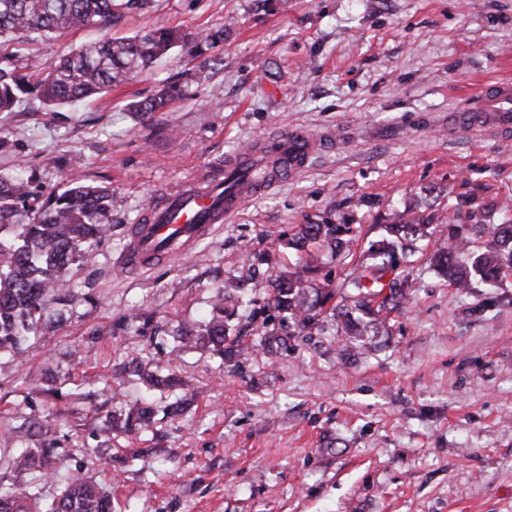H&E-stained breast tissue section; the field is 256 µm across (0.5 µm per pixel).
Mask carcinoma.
Masks as SVG:
<instances>
[{"mask_svg":"<svg viewBox=\"0 0 512 512\" xmlns=\"http://www.w3.org/2000/svg\"><path fill=\"white\" fill-rule=\"evenodd\" d=\"M156 0H0V44H24L85 28H105L123 21L130 13L144 12ZM224 43V28L208 34L194 35L180 29L160 28L143 35L120 39H101L82 44L61 57L51 68L24 53L16 52L18 63L0 65V113L15 111L16 105L35 98L49 107L71 105L97 96L123 84L129 76L144 71L174 47L186 56L198 59L206 51ZM182 95V88L166 83L150 97L127 104L128 111L141 114L160 112ZM30 182L18 172L0 174V356L21 357L39 342L43 329L59 315L55 304L79 300L69 291L72 270L81 266L89 249L106 240L111 229L109 213L112 189L108 186L77 183L50 193L31 215L25 207ZM428 224H388L386 237L370 251L371 259L400 266V259L410 250L407 236L419 239L429 234ZM346 224H304L288 238V248L298 252L297 270L279 279L274 288L272 308L250 307L242 295L217 290L210 319L198 333H181L173 337L183 350L206 348L229 362L244 358L239 339L231 338V319L237 311L246 318L263 317L273 324L261 341L263 350L275 353L274 347L285 345L295 331L312 330L324 324L327 304L337 290L312 287V266L303 253L307 246H325L336 254L348 248L344 234ZM448 246L431 257L434 269L456 288H468L474 278L494 286L512 272V223H467L461 216L448 220L445 228ZM475 237L485 238L481 250H472ZM381 278L365 269L341 287L348 289L344 300L349 306L340 309V327L352 337L363 336L375 326L371 316L374 298L381 299L379 309L398 306L407 301L411 283L403 278L381 286ZM389 294H384V290ZM229 302L232 311H224ZM359 312L368 320L356 318ZM136 376L153 388L175 391L181 382L170 368L156 362L131 359L112 370V377ZM187 403L183 395L157 409L150 404L134 403L105 416L103 440L97 448L104 465H112V431L137 436L146 430L157 412L174 419ZM51 425L47 421H28L12 428L24 448L9 457L0 473V512H112V491L83 477L63 472L54 450L61 447L57 438L48 439ZM53 480L60 493L48 505H41L40 484Z\"/></svg>","mask_w":512,"mask_h":512,"instance_id":"obj_1","label":"carcinoma"}]
</instances>
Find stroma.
Instances as JSON below:
<instances>
[{"label": "stroma", "instance_id": "obj_1", "mask_svg": "<svg viewBox=\"0 0 512 512\" xmlns=\"http://www.w3.org/2000/svg\"><path fill=\"white\" fill-rule=\"evenodd\" d=\"M224 28L201 78L173 48L107 94L49 112L21 103L0 122V171L25 161L37 195L78 179L112 189V232L73 275L90 302L67 307L25 361L0 357L3 430L50 412L65 471L112 490V512H512V274L462 291L430 269L435 235L400 267L413 283L365 340L332 324L299 331L272 357L227 363L174 351L162 332H197L218 287L271 300L255 254L278 250L303 224H346L349 253L319 252V284L368 265L384 227L456 212L484 224L512 206V135L448 130V113L480 86L512 80V0H157L109 32L79 30L28 46L47 66L82 43L158 28ZM185 93L140 117L126 105L164 81ZM295 127L341 133L304 171L250 197L178 257L136 274L120 260L148 203L223 167L253 139ZM152 315L136 328L134 307ZM80 346L82 361L64 360ZM170 364L198 396L179 420L155 417L132 442L112 436L118 463L94 461L107 394L156 406L168 394L112 384L113 364ZM56 373L61 398L32 384Z\"/></svg>", "mask_w": 512, "mask_h": 512}]
</instances>
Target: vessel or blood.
Returning a JSON list of instances; mask_svg holds the SVG:
<instances>
[{
	"instance_id": "obj_1",
	"label": "vessel or blood",
	"mask_w": 512,
	"mask_h": 512,
	"mask_svg": "<svg viewBox=\"0 0 512 512\" xmlns=\"http://www.w3.org/2000/svg\"><path fill=\"white\" fill-rule=\"evenodd\" d=\"M449 124L453 130L480 135L512 130V84L482 87L465 100ZM334 141L331 132L313 135L287 129L229 158L223 174L205 181L192 180L163 193L141 223L130 228L126 269L138 271L172 257L202 238L212 225L235 214L248 197L302 170L317 150L332 146ZM234 175L240 178L238 185L225 191V178Z\"/></svg>"
}]
</instances>
